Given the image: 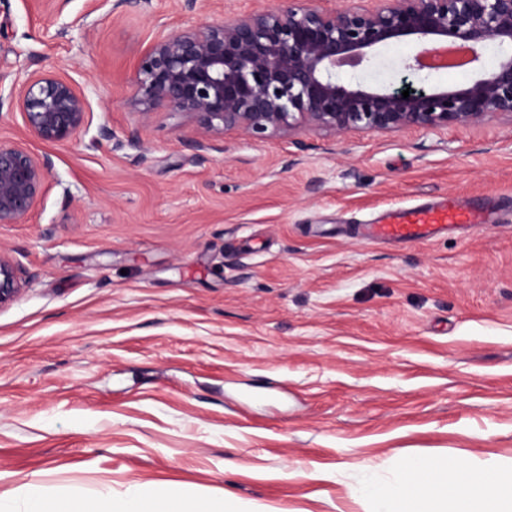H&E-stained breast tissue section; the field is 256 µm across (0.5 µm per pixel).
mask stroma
Instances as JSON below:
<instances>
[{
    "label": "stroma",
    "instance_id": "35a3bbf8",
    "mask_svg": "<svg viewBox=\"0 0 512 512\" xmlns=\"http://www.w3.org/2000/svg\"><path fill=\"white\" fill-rule=\"evenodd\" d=\"M280 0H0V144L52 165L0 251V493L119 498L181 486L243 512H370L405 460L512 461V119L475 128L217 140L133 104L159 32ZM386 48L369 78L413 75ZM48 73L85 97L64 144L10 92ZM111 138L100 135L101 128ZM454 195L496 220L364 240L390 208ZM23 285L18 267L0 251V308L12 303L23 291Z\"/></svg>",
    "mask_w": 512,
    "mask_h": 512
}]
</instances>
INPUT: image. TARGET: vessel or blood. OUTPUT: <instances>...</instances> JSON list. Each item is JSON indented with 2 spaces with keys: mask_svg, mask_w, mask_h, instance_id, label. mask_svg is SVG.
<instances>
[{
  "mask_svg": "<svg viewBox=\"0 0 512 512\" xmlns=\"http://www.w3.org/2000/svg\"><path fill=\"white\" fill-rule=\"evenodd\" d=\"M487 205H473L453 197L425 205L387 211L384 220L367 225L365 235L377 242L413 241L433 237L456 224H481L488 216Z\"/></svg>",
  "mask_w": 512,
  "mask_h": 512,
  "instance_id": "1",
  "label": "vessel or blood"
}]
</instances>
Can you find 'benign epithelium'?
<instances>
[{"mask_svg":"<svg viewBox=\"0 0 512 512\" xmlns=\"http://www.w3.org/2000/svg\"><path fill=\"white\" fill-rule=\"evenodd\" d=\"M394 44L416 49L401 59L411 73L435 71L434 59L448 47L465 46L469 76L453 85L412 87L406 99L400 88L362 83L358 75ZM491 44L500 55L487 70L483 56ZM12 95L42 142H66L86 123V101L66 79L20 77ZM135 104L144 114L164 106L189 117L199 151L228 133L342 137L512 118V0H351L338 7L285 0L187 27L149 45L137 67ZM50 165L23 146L0 144V225L27 219ZM23 285L18 267L0 252V308Z\"/></svg>","mask_w":512,"mask_h":512,"instance_id":"benign-epithelium-1","label":"benign epithelium"}]
</instances>
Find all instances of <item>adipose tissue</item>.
<instances>
[{"label":"adipose tissue","mask_w":512,"mask_h":512,"mask_svg":"<svg viewBox=\"0 0 512 512\" xmlns=\"http://www.w3.org/2000/svg\"><path fill=\"white\" fill-rule=\"evenodd\" d=\"M372 512H512V464L472 466L452 457L404 462L401 478L385 490H370ZM26 512H241L236 500L209 502L179 487L133 485L123 498L26 495Z\"/></svg>","instance_id":"ef3b65f1"}]
</instances>
